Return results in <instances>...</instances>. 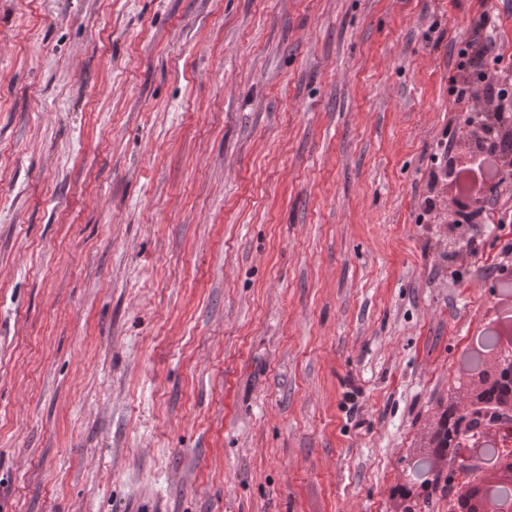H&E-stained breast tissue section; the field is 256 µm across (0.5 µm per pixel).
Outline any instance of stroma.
<instances>
[{"instance_id":"35a3bbf8","label":"stroma","mask_w":512,"mask_h":512,"mask_svg":"<svg viewBox=\"0 0 512 512\" xmlns=\"http://www.w3.org/2000/svg\"><path fill=\"white\" fill-rule=\"evenodd\" d=\"M482 15L512 76V0H0V512H449L512 265V179L448 246ZM501 333L497 327H493L492 331L480 338H477L466 350V359L470 361L473 368H476L480 363L481 351H490V353L499 350L502 345ZM479 348V350H478Z\"/></svg>"}]
</instances>
